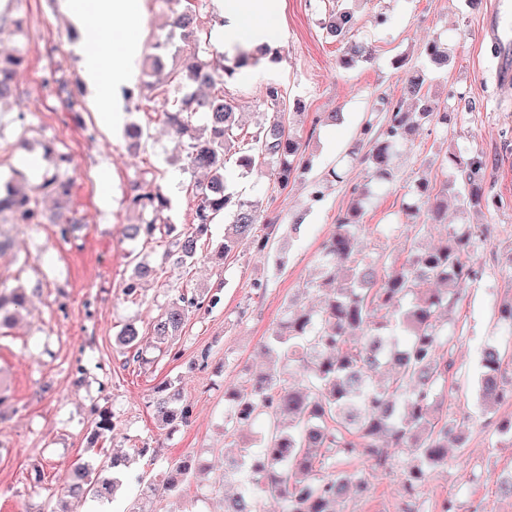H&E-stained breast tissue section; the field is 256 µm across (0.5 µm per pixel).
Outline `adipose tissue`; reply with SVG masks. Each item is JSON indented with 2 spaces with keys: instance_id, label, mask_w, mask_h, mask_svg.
Returning <instances> with one entry per match:
<instances>
[{
  "instance_id": "adipose-tissue-1",
  "label": "adipose tissue",
  "mask_w": 512,
  "mask_h": 512,
  "mask_svg": "<svg viewBox=\"0 0 512 512\" xmlns=\"http://www.w3.org/2000/svg\"><path fill=\"white\" fill-rule=\"evenodd\" d=\"M224 20L214 41L224 50L268 42L279 33L280 0H215ZM142 0H62L61 7L79 28L93 37L83 51L79 74L90 97L98 106L97 119L107 128L122 121L124 91L129 69L141 41L134 33ZM106 38H97L100 29Z\"/></svg>"
}]
</instances>
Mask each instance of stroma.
I'll list each match as a JSON object with an SVG mask.
<instances>
[{
    "label": "stroma",
    "mask_w": 512,
    "mask_h": 512,
    "mask_svg": "<svg viewBox=\"0 0 512 512\" xmlns=\"http://www.w3.org/2000/svg\"><path fill=\"white\" fill-rule=\"evenodd\" d=\"M61 0H0V45L24 58L12 96L0 102V182H26L39 189L44 207L51 196L39 185L50 161L43 145L68 158L74 180L73 207L85 229L63 243L54 227L28 231L7 222L0 233L15 248L0 254V283L32 288L31 301L7 335H0V512H85L63 492L64 471L73 461L92 464L125 454L130 465L120 496L96 502L95 512H224V498L239 492L225 480L224 463L240 448L258 444L262 422L227 431L231 407L227 391L240 388L249 372L264 367L261 346L281 322L288 306L311 308L324 299L320 259L336 218L362 205L358 258L388 270L408 255L412 239L430 246L451 226L469 224L482 231L473 255L477 278L449 315L448 372L443 404L449 419L464 423L463 447L449 446L447 465L434 470L425 486L406 489L393 462L404 449H388L389 464L357 456L344 469L366 477L362 494L350 495L336 512H440L445 498L458 512L471 502L486 512H512V497L499 489L512 476V445L498 442L500 422L512 419V403L482 415L477 391L481 354L486 344L507 352L504 371L512 377V333L497 322V309L512 299V38L491 39L488 30L512 28V0H283L281 34L275 46L281 60L242 68L224 82V96L242 114L239 134L248 137L265 119L263 92L279 85L285 93L286 128L302 143L306 164L287 187L277 182L274 163L257 159L253 171L238 178L244 195L257 202L260 221L274 225L273 246L257 252L242 240L224 259L200 256L193 265L167 260L166 252L193 221V196L203 173L180 171L177 138L160 118L158 100L128 99L125 123L147 129L150 138L130 151L123 129L100 125L81 88L76 35L62 12ZM170 0H144L139 16L143 53H152L170 30ZM350 10L355 25L346 41L323 27L329 12ZM385 23H378V16ZM440 38L448 63L437 66L421 50ZM370 49L369 58L352 67L341 64L347 42ZM410 68L427 75L425 94L446 112L444 124L427 123L394 154L391 173L381 180L357 161L387 126L382 100L403 101ZM25 113L24 127L15 118ZM337 112L339 123H324ZM371 134H364V126ZM482 154L489 164L486 188L506 208H462L448 198L444 223L418 232L402 206L419 176L434 191L455 183L448 154ZM152 173L172 202L169 221L152 241L135 248L123 236L135 219L127 206L131 183ZM322 200H314L315 185ZM157 274L136 294L124 286L133 272L129 253ZM219 293L208 311L188 313L180 336L158 350L156 317L179 290ZM141 334L137 348L124 349L115 336L127 322ZM174 382L191 406L188 422L160 426L150 401L162 382ZM117 417L111 433L93 437L92 407ZM150 445L153 458L135 455ZM190 457L191 474L175 491L150 493L147 482L165 485L172 461Z\"/></svg>",
    "instance_id": "stroma-1"
}]
</instances>
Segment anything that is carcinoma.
Instances as JSON below:
<instances>
[{
  "instance_id": "cac0c4a2",
  "label": "carcinoma",
  "mask_w": 512,
  "mask_h": 512,
  "mask_svg": "<svg viewBox=\"0 0 512 512\" xmlns=\"http://www.w3.org/2000/svg\"><path fill=\"white\" fill-rule=\"evenodd\" d=\"M172 27L188 51L172 65L161 50L146 58L137 96L146 100L164 97V123L179 138L183 169L204 170L207 182L199 185L194 200L192 227L175 243L176 262L185 265L196 260L201 241L211 225L230 222L224 239L216 244L219 257L229 254L238 241L250 239L264 251L272 239V225L257 233L258 205L243 197L226 182L224 171L234 162L249 173L258 157L277 163L281 186L300 163V143L286 133L282 112L284 95L280 87L268 86L263 102L271 116L257 129L251 142L229 156L238 139V116L231 102L224 99V79L237 69L257 63L263 57L277 59L267 44L237 49L233 64L207 60L211 30L201 24L193 0H176ZM354 27L349 11L331 15L330 32L344 36ZM22 58L14 51L0 49V99L10 95L12 82ZM426 76L414 70L407 76L406 93L418 100L425 98ZM208 87L207 95L199 89ZM391 113L381 137L359 157V162L376 175L388 174L394 147L415 126L434 119L447 121L448 113L426 106L418 112L389 104ZM448 161L459 169L463 191L459 201L469 208H497L503 201L485 193L486 163L475 154L466 161L455 156ZM73 181L57 170L42 188L52 191L56 210L48 215L39 206L31 189L16 184L0 193V220L36 227L52 224L55 235L68 242L79 237V224L71 209ZM129 205L138 220L126 226L127 239L151 240L159 225L168 223L170 199L154 179L136 180L131 187ZM447 202L429 189L425 181L416 187L415 203L410 211L423 216V224L442 221ZM361 221L360 207L339 215L336 231L325 243L320 278L333 292L317 309L288 308L287 318L265 344V350L281 360V367L261 372L249 379L248 387L229 394L234 428L249 426L263 416L266 430L258 448H245L240 460L224 479L235 477L240 492L225 505V512H261L266 496L279 499L281 512H335L336 499L365 489V479L357 473L337 469L344 459L365 455L379 463L388 461L382 439L406 450L400 468L404 484L412 488L424 485L431 470L448 462V435L456 428L448 416H437L436 391L448 381L451 362L444 352L448 328L440 316L458 300V289L475 275L470 254L476 243L472 226L460 224L448 231L444 244L430 249L411 248L410 257L398 268L378 277L375 267L354 257L355 237ZM134 263L125 285L129 294L140 288V281L151 273L142 262ZM449 284L444 290L423 288L426 281ZM27 289L0 287V327L12 322L25 308ZM220 296L206 298L195 291H181L158 316L153 331L159 343L166 344L180 333L185 315L203 305L213 308ZM139 329L125 324L116 336L123 348L139 342ZM504 353L489 344L482 351L479 386L481 413H492L506 400L502 364ZM296 364L303 371V385L288 383V367ZM154 407L158 422L172 425L188 420V406L179 391L167 381L155 389ZM95 434L102 436L116 425L115 414L105 408L92 420ZM127 464L112 457L98 463L97 477L92 467L73 464L63 479L64 493L77 502L112 498L121 483Z\"/></svg>"
}]
</instances>
